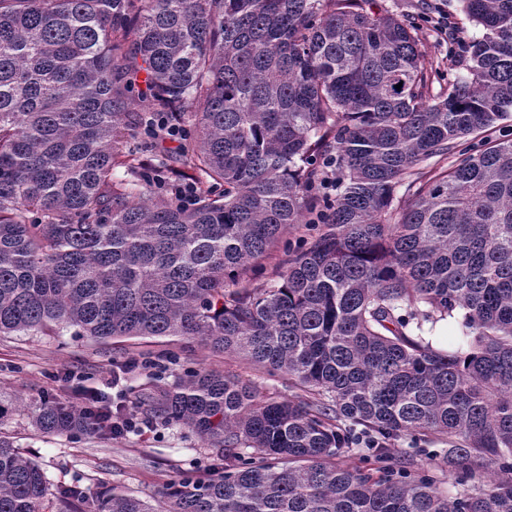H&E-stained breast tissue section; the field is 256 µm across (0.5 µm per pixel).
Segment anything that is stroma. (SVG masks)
Wrapping results in <instances>:
<instances>
[{"label":"stroma","mask_w":512,"mask_h":512,"mask_svg":"<svg viewBox=\"0 0 512 512\" xmlns=\"http://www.w3.org/2000/svg\"><path fill=\"white\" fill-rule=\"evenodd\" d=\"M448 18V32L426 30L420 49L428 61H447L453 38L469 41L480 31L465 18L459 0H432ZM167 361L164 384L174 383L190 369L204 367L237 374L260 385L263 394L288 398L296 389L230 355H215L198 343L169 338H131L96 342L70 334L59 336H0V395L14 399L18 409L0 430L43 467L52 488L80 484L96 491L112 486L156 502L161 490L182 471H204L209 465L203 443L179 427L144 424L141 432L103 439H70L44 435L33 424V404L46 396L80 406L84 394L99 387L117 363L128 358Z\"/></svg>","instance_id":"1"}]
</instances>
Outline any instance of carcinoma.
Masks as SVG:
<instances>
[{
    "label": "carcinoma",
    "mask_w": 512,
    "mask_h": 512,
    "mask_svg": "<svg viewBox=\"0 0 512 512\" xmlns=\"http://www.w3.org/2000/svg\"><path fill=\"white\" fill-rule=\"evenodd\" d=\"M368 2L0 0V336L183 337L307 394L196 369L153 389L216 460L155 506L53 493L0 432V512H512V133L460 149L512 115V0H461L481 35L437 95L425 16ZM160 117L188 129L174 170L132 144ZM171 170L191 204L144 176ZM305 225L279 280L245 283ZM129 415L34 411L71 437ZM429 435L446 490L390 448Z\"/></svg>",
    "instance_id": "cac0c4a2"
}]
</instances>
